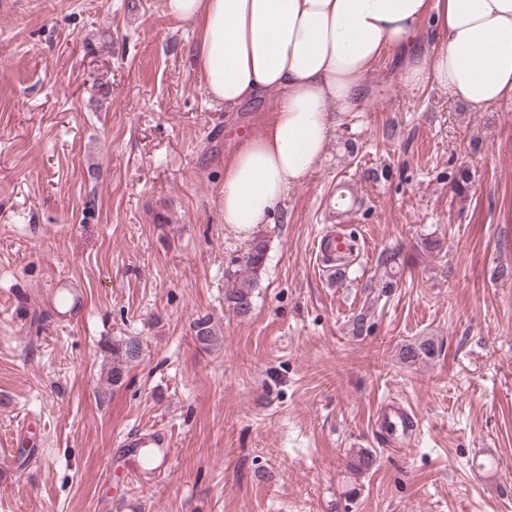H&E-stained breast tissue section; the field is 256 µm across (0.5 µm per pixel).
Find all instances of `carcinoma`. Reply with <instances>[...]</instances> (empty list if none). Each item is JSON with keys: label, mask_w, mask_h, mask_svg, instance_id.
<instances>
[{"label": "carcinoma", "mask_w": 512, "mask_h": 512, "mask_svg": "<svg viewBox=\"0 0 512 512\" xmlns=\"http://www.w3.org/2000/svg\"><path fill=\"white\" fill-rule=\"evenodd\" d=\"M267 244L262 236H255L244 249L235 257L237 269L227 274L234 280L233 286L224 292V302L229 311L240 318L248 317L253 309V288L264 269L266 262ZM195 337L203 348L215 345L217 336L209 321L198 319L193 324ZM434 352L432 342L426 340L413 347L408 346L402 351L405 361L414 362L420 356L428 357ZM139 356V345L133 341L112 344V381H119L124 372V365ZM376 463V457L366 450L358 451L351 462V470L361 472L370 469Z\"/></svg>", "instance_id": "obj_1"}]
</instances>
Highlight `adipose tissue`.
<instances>
[{
	"instance_id": "1",
	"label": "adipose tissue",
	"mask_w": 512,
	"mask_h": 512,
	"mask_svg": "<svg viewBox=\"0 0 512 512\" xmlns=\"http://www.w3.org/2000/svg\"><path fill=\"white\" fill-rule=\"evenodd\" d=\"M200 27L205 93L225 109L275 106L224 163V221L244 238L322 160L336 112L356 111L386 55L406 84L431 82L471 107L512 99V0H166ZM432 50L421 51L424 24Z\"/></svg>"
}]
</instances>
